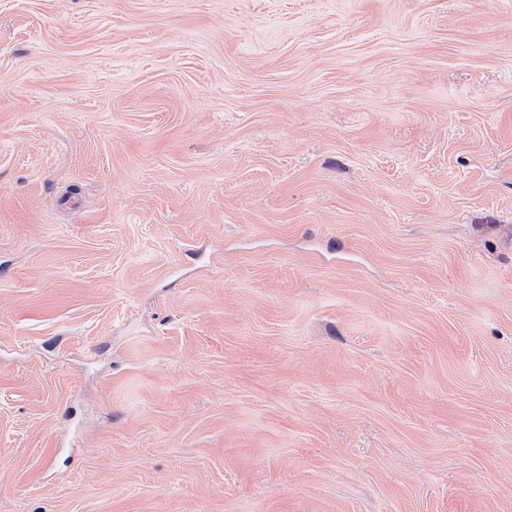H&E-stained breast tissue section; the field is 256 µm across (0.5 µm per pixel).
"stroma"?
Here are the masks:
<instances>
[{"label":"stroma","instance_id":"stroma-1","mask_svg":"<svg viewBox=\"0 0 512 512\" xmlns=\"http://www.w3.org/2000/svg\"><path fill=\"white\" fill-rule=\"evenodd\" d=\"M0 512H512V0H0Z\"/></svg>","mask_w":512,"mask_h":512}]
</instances>
